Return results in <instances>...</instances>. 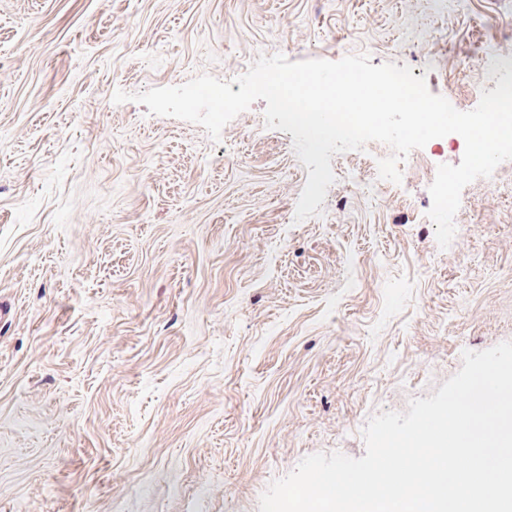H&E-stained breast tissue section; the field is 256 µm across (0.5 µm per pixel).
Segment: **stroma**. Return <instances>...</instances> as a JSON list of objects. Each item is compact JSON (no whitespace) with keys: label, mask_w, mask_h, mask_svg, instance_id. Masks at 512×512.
Here are the masks:
<instances>
[{"label":"stroma","mask_w":512,"mask_h":512,"mask_svg":"<svg viewBox=\"0 0 512 512\" xmlns=\"http://www.w3.org/2000/svg\"><path fill=\"white\" fill-rule=\"evenodd\" d=\"M356 53L472 110L512 69V0H0V512H259L512 341V160L443 249L428 176L459 135L378 190L387 145L332 156L298 223L308 170L265 100L216 141L112 101Z\"/></svg>","instance_id":"obj_1"}]
</instances>
